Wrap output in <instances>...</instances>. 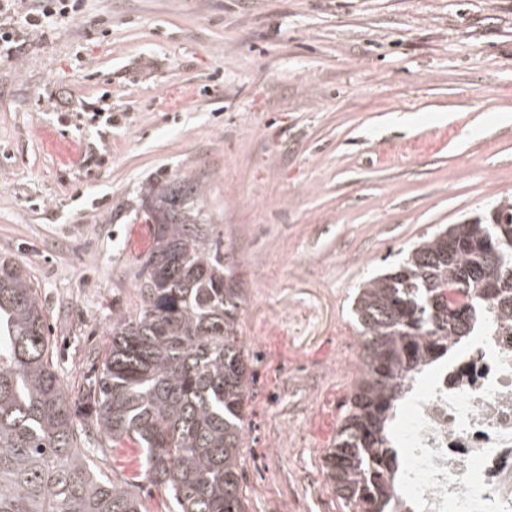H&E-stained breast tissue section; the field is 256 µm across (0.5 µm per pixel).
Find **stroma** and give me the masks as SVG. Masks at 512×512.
<instances>
[{
  "label": "stroma",
  "mask_w": 512,
  "mask_h": 512,
  "mask_svg": "<svg viewBox=\"0 0 512 512\" xmlns=\"http://www.w3.org/2000/svg\"><path fill=\"white\" fill-rule=\"evenodd\" d=\"M189 173L254 337L248 512H342L320 481L352 298L512 201V0H84L0 60V255L30 274L77 419L139 305L149 184ZM132 444L93 453L122 482Z\"/></svg>",
  "instance_id": "1"
}]
</instances>
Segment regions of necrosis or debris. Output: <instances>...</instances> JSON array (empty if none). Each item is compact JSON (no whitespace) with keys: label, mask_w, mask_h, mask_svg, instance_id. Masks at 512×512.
<instances>
[{"label":"necrosis or debris","mask_w":512,"mask_h":512,"mask_svg":"<svg viewBox=\"0 0 512 512\" xmlns=\"http://www.w3.org/2000/svg\"><path fill=\"white\" fill-rule=\"evenodd\" d=\"M415 389L392 512H512V324H486Z\"/></svg>","instance_id":"1"}]
</instances>
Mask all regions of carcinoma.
<instances>
[{
    "mask_svg": "<svg viewBox=\"0 0 512 512\" xmlns=\"http://www.w3.org/2000/svg\"><path fill=\"white\" fill-rule=\"evenodd\" d=\"M191 175L153 184L142 210L153 246L137 310L112 314L109 352L84 399L83 425L55 369L47 323L23 266L0 256V512H247L240 484L250 355L240 336L243 301L201 223ZM503 266L480 245L489 225ZM362 370L336 442L324 457L344 512H390L398 466L391 434L411 380L475 328L512 322V203L425 239L354 299ZM117 448L138 447L125 484L91 469L90 430ZM146 480L167 505L130 490Z\"/></svg>",
    "mask_w": 512,
    "mask_h": 512,
    "instance_id": "cac0c4a2",
    "label": "carcinoma"
}]
</instances>
